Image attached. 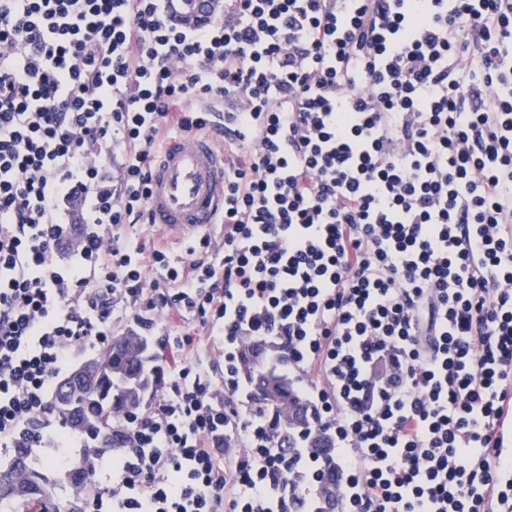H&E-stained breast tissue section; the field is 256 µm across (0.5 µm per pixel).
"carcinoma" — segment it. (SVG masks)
I'll return each instance as SVG.
<instances>
[{
  "label": "carcinoma",
  "instance_id": "obj_1",
  "mask_svg": "<svg viewBox=\"0 0 512 512\" xmlns=\"http://www.w3.org/2000/svg\"><path fill=\"white\" fill-rule=\"evenodd\" d=\"M154 360L148 337L116 335L108 353L96 358L99 369L95 374L76 372L62 404L57 401L60 393H55L57 417L93 440V447L83 449L77 466L60 480L71 485L89 480L94 456L114 450L120 429L113 426V420L141 409L146 398L157 390ZM249 397L252 407L276 414L277 439L294 447L298 430L288 426L280 414V405L293 400L288 379L257 363L249 372ZM56 484L37 469L29 449L16 448L10 462L0 469V512H29L35 504L48 507V512H80L77 500L65 504L56 500Z\"/></svg>",
  "mask_w": 512,
  "mask_h": 512
}]
</instances>
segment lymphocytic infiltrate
Here are the masks:
<instances>
[{
  "label": "lymphocytic infiltrate",
  "mask_w": 512,
  "mask_h": 512,
  "mask_svg": "<svg viewBox=\"0 0 512 512\" xmlns=\"http://www.w3.org/2000/svg\"><path fill=\"white\" fill-rule=\"evenodd\" d=\"M224 124V215L150 224L167 140ZM166 369L90 512H512V0H0V449L115 329ZM328 456L239 407L256 345ZM215 5L212 0H193L192 3L185 0H174L172 10L181 20L196 23L205 14L209 13Z\"/></svg>",
  "instance_id": "f902f5d3"
}]
</instances>
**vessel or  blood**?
Segmentation results:
<instances>
[{"label":"vessel or blood","instance_id":"1","mask_svg":"<svg viewBox=\"0 0 512 512\" xmlns=\"http://www.w3.org/2000/svg\"><path fill=\"white\" fill-rule=\"evenodd\" d=\"M224 151L215 136L168 140L151 167L148 217L172 239L207 231L224 213Z\"/></svg>","mask_w":512,"mask_h":512}]
</instances>
